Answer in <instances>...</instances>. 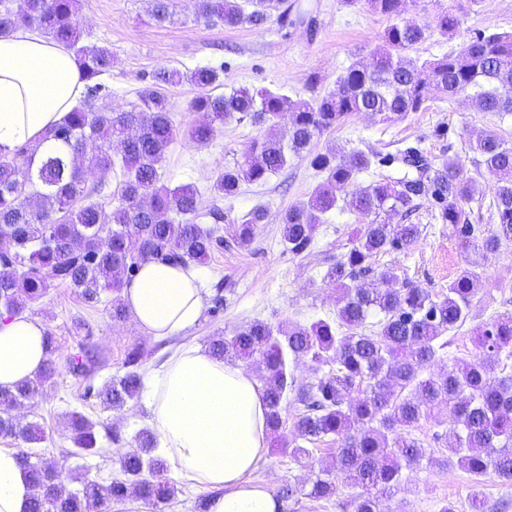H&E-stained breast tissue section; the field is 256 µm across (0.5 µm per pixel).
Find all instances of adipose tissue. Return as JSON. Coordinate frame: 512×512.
I'll list each match as a JSON object with an SVG mask.
<instances>
[{
  "label": "adipose tissue",
  "mask_w": 512,
  "mask_h": 512,
  "mask_svg": "<svg viewBox=\"0 0 512 512\" xmlns=\"http://www.w3.org/2000/svg\"><path fill=\"white\" fill-rule=\"evenodd\" d=\"M85 90L79 64L63 45L30 31L0 38V151L29 144L60 151L45 132ZM128 312L154 340L188 334L207 297L196 264H142L122 290ZM40 322L0 319V388L30 379L46 359ZM146 401L161 452L174 471L210 493L209 512H279L252 475L267 450L262 385L243 368L195 344L182 346L146 379ZM33 490L16 451L0 448V512H28Z\"/></svg>",
  "instance_id": "1"
}]
</instances>
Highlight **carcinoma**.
Segmentation results:
<instances>
[{"instance_id":"obj_1","label":"carcinoma","mask_w":512,"mask_h":512,"mask_svg":"<svg viewBox=\"0 0 512 512\" xmlns=\"http://www.w3.org/2000/svg\"><path fill=\"white\" fill-rule=\"evenodd\" d=\"M77 0H25L26 7H0V37L22 29H36L66 46L77 58L86 81L78 105L45 138L63 144L68 152L38 156L37 148L22 146L0 153V318L22 314L41 300L51 286L76 289L89 305L112 293V320L127 318L122 300L124 285L145 261L172 264L206 263L224 244L218 229L194 222L200 192L192 184L165 183L160 164L178 134L167 86L179 73L161 69L140 95L137 108L114 112L95 104L104 85L98 79L112 67V52L81 44L76 18ZM348 7L368 6L389 17L401 14L403 0H342ZM247 11L239 0H200L199 13L226 27L260 25L275 0H249ZM444 36L460 34L459 19L438 17ZM427 26L398 21L382 35L369 66H352L340 74L333 88L309 97L292 98L266 87L234 88L214 94L219 71L200 67L190 81L200 88L189 110L204 119L188 127L184 136L207 144L230 118L268 126V132L250 146L241 164L220 172L216 194L233 196L244 183L267 180L288 164V156L310 160L325 174L308 200L294 205L281 219L283 242L291 253H301L313 241L321 216L336 208L337 193L374 163H398L404 174L355 192L345 204L365 218L346 261L327 272L341 288L338 320L318 319L310 325L272 327L254 321L228 338L218 337L210 351L226 360L250 359L262 369L266 426L276 432L284 424L288 395L301 406L293 425V439L282 452L295 462L308 459L325 437L341 441L334 463L324 467L307 491L288 486L277 500L304 495L328 499L339 484L353 490L355 512H380L381 500L396 491L402 469L418 465L424 448L411 430L434 408L445 407L453 423L448 442V464L457 465L480 484L493 474L512 484V314H501L477 336L479 354L447 371H428L449 345L443 335L473 317L478 275L462 268L448 284V293L432 297L410 284L393 286L396 275L381 273L385 288L349 286L369 270V261L392 250L413 245L420 236L417 224H390L381 215H411L420 200L431 202L444 224L456 227L465 251L487 257L504 241H512V145L492 133L480 136L475 150L480 164L497 180V224L485 234L468 223L462 203L475 191L473 181L456 165L436 168L417 148L409 147L389 158L361 150L348 155L312 153L314 138L338 126L352 114L364 112L384 123L397 122L421 109L432 87L463 96L477 112H512V34L478 33L460 49L439 58L411 57L408 52L426 39ZM289 114L288 142L276 132V121ZM106 178L116 168L123 177L120 202L111 210L96 203L75 206L95 192L86 185L84 166ZM259 205L238 225L234 241L251 242L254 226L263 222ZM379 313L378 329L363 331L367 318ZM347 333H341V329ZM47 358L34 378L15 389H0V438L27 445L46 440L38 424L19 425L12 412L32 399L57 372L51 358L54 339L45 335ZM141 352L128 350L125 371L96 392L109 406L121 407L139 397L142 389ZM101 354L83 347L70 357L68 373L81 381L91 377ZM309 360L328 366L317 383L296 385L295 364ZM360 392L352 401L348 395ZM73 450L81 458L99 453L98 422L80 411L70 413ZM139 448L121 454L123 477L87 480L70 491L61 473L39 460L28 448L18 452L20 465L33 489L29 512H99L131 496L164 512L175 498L165 475L166 464L156 454L157 440L148 430L138 435Z\"/></svg>"}]
</instances>
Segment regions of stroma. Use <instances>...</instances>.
I'll return each mask as SVG.
<instances>
[{
	"mask_svg": "<svg viewBox=\"0 0 512 512\" xmlns=\"http://www.w3.org/2000/svg\"><path fill=\"white\" fill-rule=\"evenodd\" d=\"M285 2L292 12L312 17V25H290L274 13L259 26L227 28L197 17L196 0H167L174 20L160 23L151 15L152 0H82L79 27L83 45L104 46L112 52V68L101 78L104 89L100 104L132 109L156 70L165 67L185 75L181 83L168 89L179 134L162 163L165 180L174 186L195 185L204 209L223 211L224 220L218 226L221 235L227 237L255 206L266 210V218L256 225L248 246H224L200 267L210 297L222 300L221 307L206 306L190 333L191 339L204 347L211 337L231 335L253 320L275 326L335 319L338 291L327 272L345 261L363 224L345 203H338L323 216L311 247L291 253L282 241L281 216L289 207L307 200L322 182V174L310 167L308 160L292 158L265 182L245 184L234 196L218 197L210 191L217 175L242 162L251 142L265 134V127L231 119L204 145L189 142L182 135L202 118L201 113L188 109L199 89L187 75L197 67L217 68L224 93L238 87H268L283 89L292 97H305L310 83L325 91L349 67L369 64L381 35L392 23L386 15L346 7L340 0ZM445 12L459 16V36L448 38L435 31L438 16ZM401 17L432 26L431 35L417 45L415 53L439 57L457 51L462 40L476 32H512V0H405ZM486 132L512 144V112H478L464 98L451 100L432 89L422 109L408 113L405 119L382 123L362 113L353 114L336 129L315 138L312 150L325 153L333 149L341 155L355 150L395 154L413 146L434 166H461L477 188L463 209L470 223L484 231L496 222V180L479 166L474 150L477 137ZM411 221L421 229L417 242L407 249L373 257L368 272L357 282L379 287L381 272L390 269L399 280L437 296L447 292L461 267L472 265L481 277L474 298L479 319L466 321L450 332L447 355L433 365L434 370H445L455 362L473 358L478 324L512 313V242L502 243L496 254L486 258L464 252L452 225L435 220L431 203L425 199ZM111 299L107 293L100 303L89 306L72 288L57 285L25 310L26 317L42 322L53 334L57 372L14 415L19 422L35 421L44 428L47 440L39 448L40 458L62 469L70 490L79 489L84 478L120 477V454L136 447L137 434L150 428L151 422L144 400L118 409L107 407L97 397L85 396L83 382L67 371L69 356L88 345L107 354V366L92 379L94 388L99 389L110 378L123 374L128 349L139 347L143 367L149 370L160 368L177 344L173 338H148L133 320L113 321ZM73 410L103 421L98 455L86 459L70 456L67 422ZM449 429L446 409L421 419L413 435L422 443L426 457L419 466L404 469L400 488L382 500L381 512H436L444 500L455 502L457 512H470L469 477L446 463ZM116 433L121 435V442L113 441ZM336 448L335 438H326L303 465L282 454H267L252 481L271 493L286 485H309L331 462Z\"/></svg>",
	"mask_w": 512,
	"mask_h": 512,
	"instance_id": "stroma-1",
	"label": "stroma"
}]
</instances>
